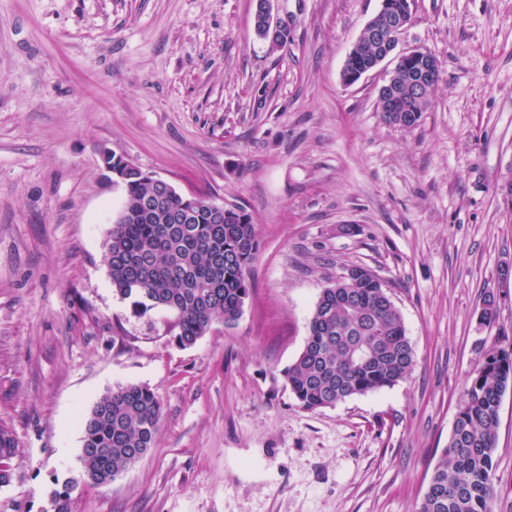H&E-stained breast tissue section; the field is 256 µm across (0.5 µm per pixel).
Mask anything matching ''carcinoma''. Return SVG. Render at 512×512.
Returning <instances> with one entry per match:
<instances>
[{"mask_svg":"<svg viewBox=\"0 0 512 512\" xmlns=\"http://www.w3.org/2000/svg\"><path fill=\"white\" fill-rule=\"evenodd\" d=\"M383 49L363 31L341 72L374 64ZM432 53L417 50L398 64L391 83L394 107L381 97L377 107L400 124V114L421 120L434 84L421 97L408 90L415 60ZM107 151L112 169L123 176L125 199L108 233L106 262L113 292L132 300L139 312L164 308L173 313L175 341L197 343L216 323L230 325L242 314L252 291L251 268L259 252L252 215L226 205L216 212L205 198L197 200L191 219L176 223L186 209L184 197L172 192L161 209H149L155 192L149 178L127 170ZM414 366V349L401 313L388 288L374 274L357 282L331 281L322 288L308 324L304 346L283 370L288 386L305 410L333 407L368 392L392 387ZM512 389V351L496 344L485 353L455 416L448 447L422 492L418 512H493L494 455L499 408ZM162 417L156 393L142 384L105 392L88 411L77 476H55L52 512H71V493L80 484L105 486L133 467L154 447ZM12 434L0 427V487L11 481Z\"/></svg>","mask_w":512,"mask_h":512,"instance_id":"1","label":"carcinoma"}]
</instances>
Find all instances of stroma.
Masks as SVG:
<instances>
[{"mask_svg":"<svg viewBox=\"0 0 512 512\" xmlns=\"http://www.w3.org/2000/svg\"><path fill=\"white\" fill-rule=\"evenodd\" d=\"M0 0V427L16 442L0 512H49L80 468L81 417L144 384L154 448L72 512H416L470 377L512 348V0H413L401 46L438 59L418 126L387 123L383 61L342 67L380 0ZM109 148L215 202L260 243L232 325L196 345L112 292L105 241L124 190ZM389 287L415 351L393 387L302 409L284 369L345 267ZM497 317L479 319L487 297ZM495 512H512V391Z\"/></svg>","mask_w":512,"mask_h":512,"instance_id":"stroma-1","label":"stroma"}]
</instances>
